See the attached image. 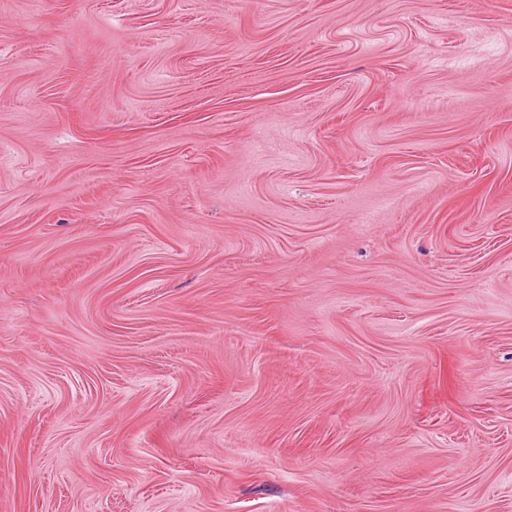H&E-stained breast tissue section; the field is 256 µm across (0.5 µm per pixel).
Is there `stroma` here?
<instances>
[{
    "mask_svg": "<svg viewBox=\"0 0 512 512\" xmlns=\"http://www.w3.org/2000/svg\"><path fill=\"white\" fill-rule=\"evenodd\" d=\"M0 512H512V0H0Z\"/></svg>",
    "mask_w": 512,
    "mask_h": 512,
    "instance_id": "obj_1",
    "label": "stroma"
}]
</instances>
